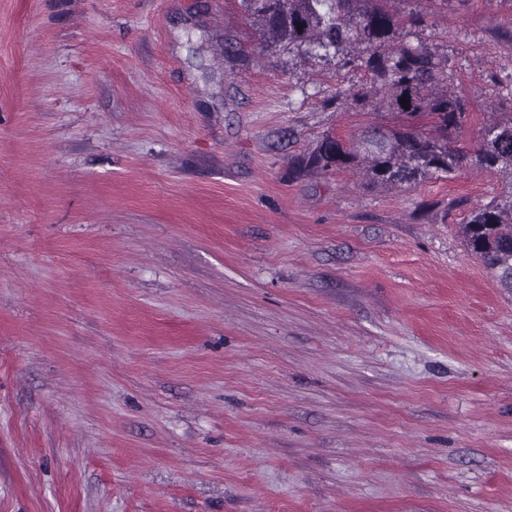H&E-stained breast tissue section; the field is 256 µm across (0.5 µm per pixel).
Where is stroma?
<instances>
[{
	"label": "stroma",
	"instance_id": "obj_1",
	"mask_svg": "<svg viewBox=\"0 0 512 512\" xmlns=\"http://www.w3.org/2000/svg\"><path fill=\"white\" fill-rule=\"evenodd\" d=\"M469 146L512 116V0H399ZM241 0H0V512H512L501 175L305 158L391 112L259 54ZM506 200L469 211L463 233L468 247L492 270L501 285L512 288V186Z\"/></svg>",
	"mask_w": 512,
	"mask_h": 512
}]
</instances>
